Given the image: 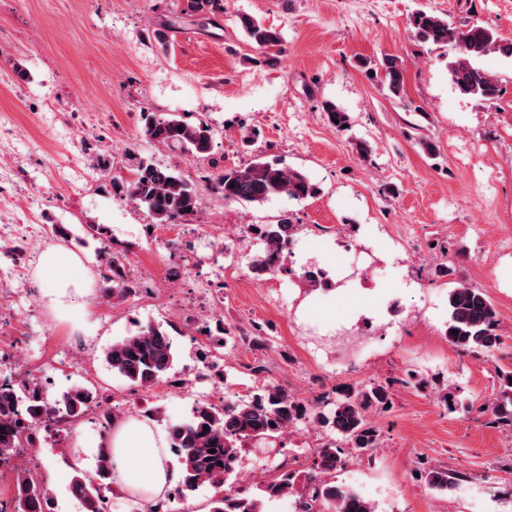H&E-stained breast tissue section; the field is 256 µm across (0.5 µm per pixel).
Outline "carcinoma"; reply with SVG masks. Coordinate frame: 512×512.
Returning <instances> with one entry per match:
<instances>
[{"mask_svg": "<svg viewBox=\"0 0 512 512\" xmlns=\"http://www.w3.org/2000/svg\"><path fill=\"white\" fill-rule=\"evenodd\" d=\"M184 12L205 22L224 12V0H186ZM249 45L258 53L281 52V32L264 25L248 14L238 16ZM414 36L423 43L454 45L457 56L448 63L451 80L463 95L486 101L500 97L498 80L476 65V60L499 52L512 57V42L502 41L490 28L474 22L464 29L433 11L418 10L410 19ZM368 74L380 81L388 92L398 97L404 93V74L399 60L386 55L381 59L363 60ZM328 121L339 130L350 126V115L333 102H324ZM142 132L151 142L172 150L185 151L194 157L207 156L212 148L214 131L200 121L188 123L175 116L163 117L155 112L142 113ZM132 177L118 188L133 204L146 208L153 223L180 224L198 213L199 193L195 185L171 168L129 156ZM209 190L226 203L262 205L278 196L301 201L313 198L319 187L303 172L280 166L277 159L259 156L250 163L209 179ZM255 236L262 249L252 257L250 270L263 277L283 267L285 252L299 230L288 218L276 224H254ZM444 336L453 346L492 353L501 344L497 312L485 291L460 283L448 292V325ZM112 372L129 385L146 390L164 377L172 367L174 349L162 326H148L136 334L112 343L105 352ZM500 399L480 410L492 411L497 420L512 429V370L499 371ZM98 393L84 385H73L54 398L24 386L0 384V454L10 455L20 438L46 415H59L66 429L83 420L96 404ZM391 403L386 383L349 385L323 394L312 402L294 399L284 388L266 382L253 388L245 398H237L216 408L201 400L191 417L169 427V447L179 457L181 470L175 485L156 504H173L172 512L203 485L214 489L231 483L224 494H214L208 512H265L264 502L293 498L292 512H376L374 505L352 487L334 480L347 455H368L378 445V432L370 417L386 410ZM305 423L330 436V440L313 455L304 474L278 469L276 475L256 486L240 488L232 482L244 456L253 453L278 459L284 455V434L289 427ZM209 430H204V427ZM15 494L0 512H32L35 501L48 495L45 483L30 477L25 468L13 470ZM301 491H296L297 482ZM428 488L438 492L450 490L456 477L443 468L425 474ZM112 483V456L103 448L96 470L89 473L75 468L70 485L80 492L83 512H103L101 487Z\"/></svg>", "mask_w": 512, "mask_h": 512, "instance_id": "1", "label": "carcinoma"}]
</instances>
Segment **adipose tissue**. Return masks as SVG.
I'll return each instance as SVG.
<instances>
[{"mask_svg":"<svg viewBox=\"0 0 512 512\" xmlns=\"http://www.w3.org/2000/svg\"><path fill=\"white\" fill-rule=\"evenodd\" d=\"M80 265L78 256L62 248L42 255L39 274L53 309L67 312L83 295L86 285L76 274ZM79 445L110 449L114 487L144 502H154L178 479L169 463L167 437L150 420L114 417L108 434L80 439Z\"/></svg>","mask_w":512,"mask_h":512,"instance_id":"obj_1","label":"adipose tissue"}]
</instances>
